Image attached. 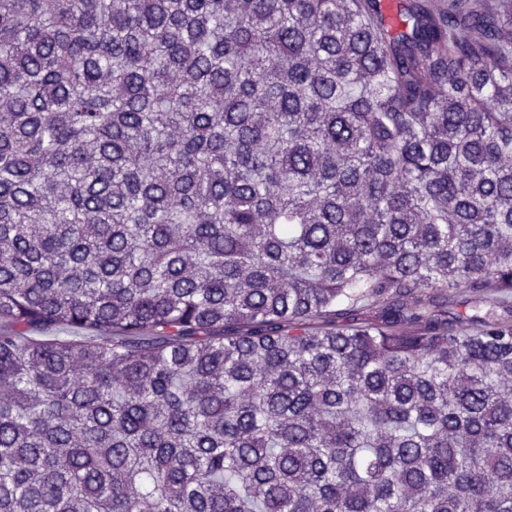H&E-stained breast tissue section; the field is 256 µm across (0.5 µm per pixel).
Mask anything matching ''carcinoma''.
<instances>
[{"mask_svg":"<svg viewBox=\"0 0 512 512\" xmlns=\"http://www.w3.org/2000/svg\"><path fill=\"white\" fill-rule=\"evenodd\" d=\"M491 288L512 0H0V512H512Z\"/></svg>","mask_w":512,"mask_h":512,"instance_id":"1","label":"carcinoma"}]
</instances>
